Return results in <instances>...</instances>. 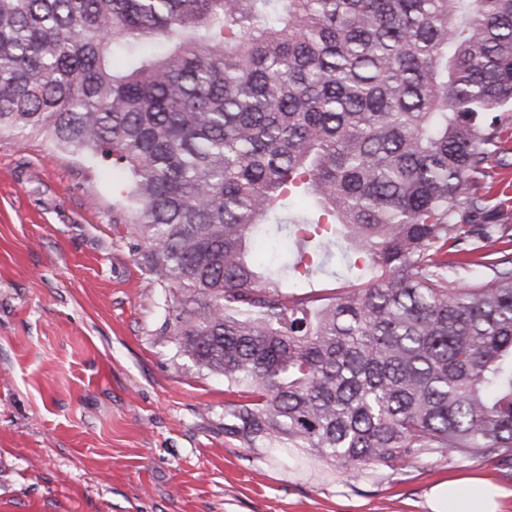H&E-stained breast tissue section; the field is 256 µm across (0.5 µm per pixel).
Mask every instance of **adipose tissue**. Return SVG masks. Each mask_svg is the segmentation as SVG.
Here are the masks:
<instances>
[{
  "label": "adipose tissue",
  "instance_id": "adipose-tissue-1",
  "mask_svg": "<svg viewBox=\"0 0 512 512\" xmlns=\"http://www.w3.org/2000/svg\"><path fill=\"white\" fill-rule=\"evenodd\" d=\"M507 489L476 476L434 486L429 495L431 512H501Z\"/></svg>",
  "mask_w": 512,
  "mask_h": 512
}]
</instances>
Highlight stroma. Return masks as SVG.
Segmentation results:
<instances>
[{
    "mask_svg": "<svg viewBox=\"0 0 512 512\" xmlns=\"http://www.w3.org/2000/svg\"><path fill=\"white\" fill-rule=\"evenodd\" d=\"M162 290L112 229V169L0 137V506L24 512H430L512 460L328 469L224 434V379L160 334Z\"/></svg>",
    "mask_w": 512,
    "mask_h": 512,
    "instance_id": "stroma-1",
    "label": "stroma"
}]
</instances>
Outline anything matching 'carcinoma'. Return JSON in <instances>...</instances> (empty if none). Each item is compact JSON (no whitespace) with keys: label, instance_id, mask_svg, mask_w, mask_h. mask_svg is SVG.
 <instances>
[{"label":"carcinoma","instance_id":"carcinoma-1","mask_svg":"<svg viewBox=\"0 0 512 512\" xmlns=\"http://www.w3.org/2000/svg\"><path fill=\"white\" fill-rule=\"evenodd\" d=\"M506 110L512 0H0V134L112 165L224 432L327 467L512 459ZM496 180L499 181L488 195L489 204L508 221L512 217V169L502 171ZM344 265L336 266V274L314 279L311 288H303L297 293L304 295L332 297L349 291L350 285Z\"/></svg>","mask_w":512,"mask_h":512}]
</instances>
